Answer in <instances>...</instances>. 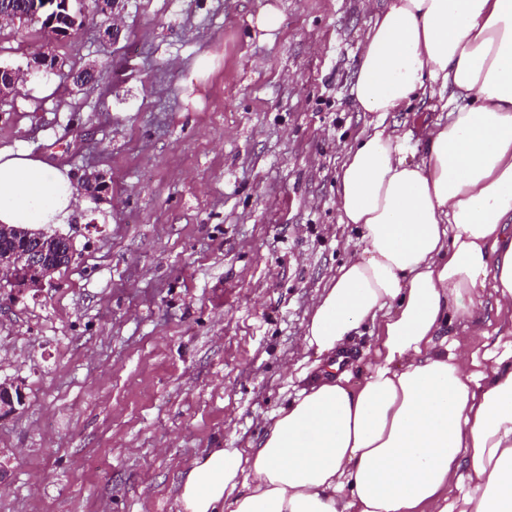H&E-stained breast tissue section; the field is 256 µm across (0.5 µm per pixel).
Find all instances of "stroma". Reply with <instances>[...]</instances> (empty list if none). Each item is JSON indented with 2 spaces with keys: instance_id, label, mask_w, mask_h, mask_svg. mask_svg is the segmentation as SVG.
Returning <instances> with one entry per match:
<instances>
[{
  "instance_id": "stroma-1",
  "label": "stroma",
  "mask_w": 512,
  "mask_h": 512,
  "mask_svg": "<svg viewBox=\"0 0 512 512\" xmlns=\"http://www.w3.org/2000/svg\"><path fill=\"white\" fill-rule=\"evenodd\" d=\"M382 0H114L49 41L0 29V64L61 68L0 99V148L110 184L53 226L73 259L0 305V512H179L186 474L257 444L305 386L312 308L356 259L340 162L377 120L351 88ZM281 15L273 34L255 20ZM435 98L386 113L419 132Z\"/></svg>"
}]
</instances>
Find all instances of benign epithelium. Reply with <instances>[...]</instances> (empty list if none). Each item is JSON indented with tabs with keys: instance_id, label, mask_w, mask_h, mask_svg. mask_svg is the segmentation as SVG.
I'll use <instances>...</instances> for the list:
<instances>
[{
	"instance_id": "obj_1",
	"label": "benign epithelium",
	"mask_w": 512,
	"mask_h": 512,
	"mask_svg": "<svg viewBox=\"0 0 512 512\" xmlns=\"http://www.w3.org/2000/svg\"><path fill=\"white\" fill-rule=\"evenodd\" d=\"M17 237L14 250L0 253V288H11L13 296L52 281L56 269L45 261V256L59 243L56 237L47 240L24 229L17 230ZM23 401L22 390L0 388V419L14 413Z\"/></svg>"
}]
</instances>
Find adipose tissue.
Returning <instances> with one entry per match:
<instances>
[{"label":"adipose tissue","mask_w":512,"mask_h":512,"mask_svg":"<svg viewBox=\"0 0 512 512\" xmlns=\"http://www.w3.org/2000/svg\"><path fill=\"white\" fill-rule=\"evenodd\" d=\"M444 95L422 157L376 122L348 150L336 196L361 249L319 299L304 337L324 358L249 450L195 463L181 512H512V339L484 354L448 342L477 292L512 326V0H386L351 93L401 112ZM68 174L0 149V224L69 223ZM369 325L359 379L332 357ZM456 500H449L450 490Z\"/></svg>","instance_id":"obj_1"}]
</instances>
